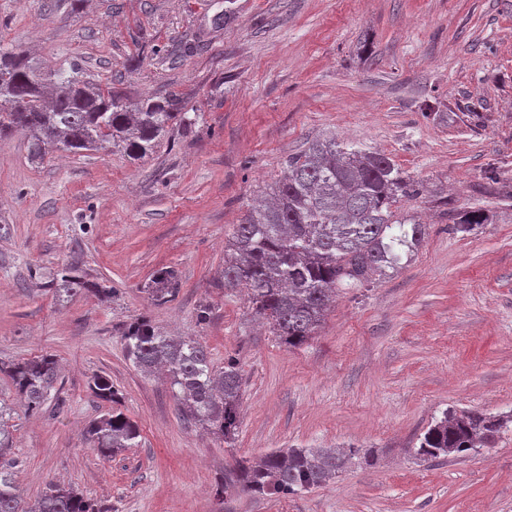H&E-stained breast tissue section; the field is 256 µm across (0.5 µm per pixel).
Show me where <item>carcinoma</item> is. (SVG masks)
Here are the masks:
<instances>
[{
  "mask_svg": "<svg viewBox=\"0 0 512 512\" xmlns=\"http://www.w3.org/2000/svg\"><path fill=\"white\" fill-rule=\"evenodd\" d=\"M180 122L196 119L175 94L136 103L73 66L46 73L32 59L0 45V137L27 132L33 160L49 153L120 147L133 160L144 159ZM419 194L416 182L387 155L349 148L331 136L316 140L288 158L283 176L265 188L267 201L252 207L224 249V284L249 292L254 315L290 348L306 342L323 321L338 288H367L412 261L427 235L413 216L395 217L393 206ZM489 223L480 209L454 211L458 232ZM178 287L173 268L156 271L144 284L149 298L162 302ZM55 295L91 292L105 300L112 288L89 283L82 269L68 263L47 281ZM126 357L142 372L162 369L182 414L194 424L229 440L239 419L242 378L232 358L215 367L210 352L193 336H167L145 317L121 333ZM29 412H40L58 398L59 370L54 356L0 361ZM91 396L109 404L88 424L85 441L102 456L137 447V425L122 411L119 390L107 375L89 382ZM12 408L0 399V512H112V507L64 482H45L34 502L24 498L17 479V457L10 431ZM512 422L499 415L446 412L419 438L415 454L425 461L461 457L494 444ZM358 450L279 448L258 460H241L224 476L218 494L240 485L262 497L318 488L346 468Z\"/></svg>",
  "mask_w": 512,
  "mask_h": 512,
  "instance_id": "carcinoma-1",
  "label": "carcinoma"
}]
</instances>
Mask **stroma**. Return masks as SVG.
<instances>
[{"label":"stroma","instance_id":"obj_1","mask_svg":"<svg viewBox=\"0 0 512 512\" xmlns=\"http://www.w3.org/2000/svg\"><path fill=\"white\" fill-rule=\"evenodd\" d=\"M195 38L202 52L162 60ZM0 45L201 116L142 161L114 147L38 164L24 132L0 138V360L56 355L64 401L26 412L0 374L27 500L57 478L115 512H512V426L462 458L414 455L446 412L512 415V199L498 193L512 182V0H0ZM435 101L440 116L421 112ZM331 135L419 183L398 211L429 234L403 269L339 292L290 349L225 287L224 246L287 158ZM463 206L491 222L453 231L444 210ZM74 260L110 301H55L45 283ZM169 267L180 288L154 303L143 286ZM141 315L199 339L216 366L236 360L232 443L184 421L166 383L126 359L122 329ZM97 374L140 432L108 459L83 440L103 412ZM275 448L361 455L312 490L218 494L237 460Z\"/></svg>","mask_w":512,"mask_h":512}]
</instances>
